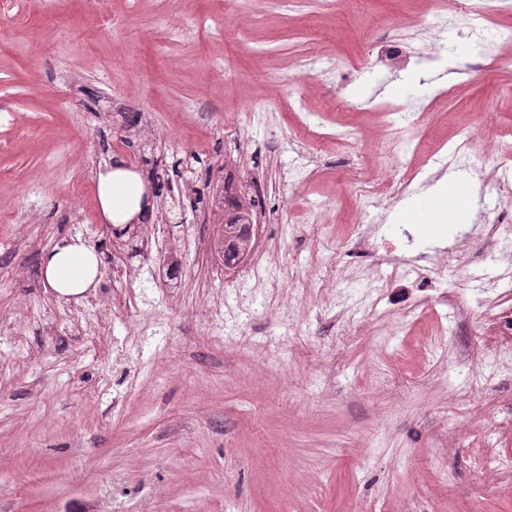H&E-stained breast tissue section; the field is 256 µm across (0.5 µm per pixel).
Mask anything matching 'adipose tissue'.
Wrapping results in <instances>:
<instances>
[{
	"mask_svg": "<svg viewBox=\"0 0 512 512\" xmlns=\"http://www.w3.org/2000/svg\"><path fill=\"white\" fill-rule=\"evenodd\" d=\"M96 195L100 213L107 224L127 223L145 210V184L139 173L123 168L99 172ZM46 287L64 297L82 295L100 275L95 247L80 237H64L41 260Z\"/></svg>",
	"mask_w": 512,
	"mask_h": 512,
	"instance_id": "obj_1",
	"label": "adipose tissue"
}]
</instances>
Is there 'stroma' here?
<instances>
[{
    "label": "stroma",
    "mask_w": 512,
    "mask_h": 512,
    "mask_svg": "<svg viewBox=\"0 0 512 512\" xmlns=\"http://www.w3.org/2000/svg\"><path fill=\"white\" fill-rule=\"evenodd\" d=\"M206 24H199L198 16ZM438 33L441 53L400 71L375 61L389 28ZM512 11L484 45L437 28L426 0H0V512H512V429L488 391L462 395L481 316L438 298L493 302L505 264L478 255L498 205L483 172L512 130ZM127 111L113 122V100ZM430 105L407 148L448 157L467 125L476 157L378 209L335 144L308 175L289 152L298 118L350 129L376 154V106ZM157 137L130 138L141 113ZM154 187L158 245L115 238L100 168ZM462 181L471 218L424 231L411 199ZM256 189L268 257L231 282L209 202ZM396 256L349 252L350 226ZM81 236L101 262L80 299L45 288L43 253ZM466 243L430 288L388 280L394 261ZM122 267L115 278L114 267Z\"/></svg>",
    "instance_id": "obj_1"
}]
</instances>
